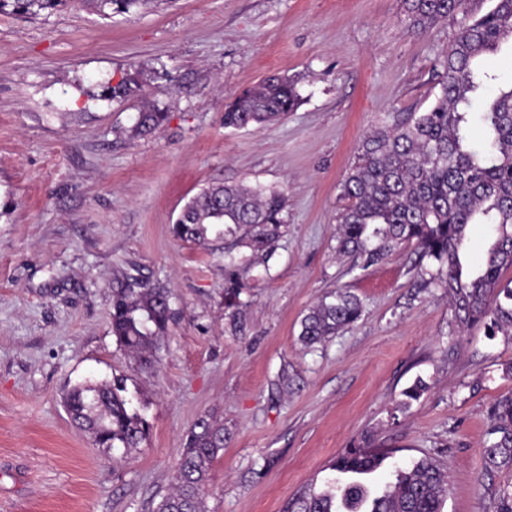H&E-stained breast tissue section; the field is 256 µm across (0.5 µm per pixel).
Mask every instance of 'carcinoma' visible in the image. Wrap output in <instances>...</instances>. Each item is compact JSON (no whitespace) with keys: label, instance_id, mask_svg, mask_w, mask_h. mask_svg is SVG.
<instances>
[{"label":"carcinoma","instance_id":"1","mask_svg":"<svg viewBox=\"0 0 512 512\" xmlns=\"http://www.w3.org/2000/svg\"><path fill=\"white\" fill-rule=\"evenodd\" d=\"M103 13L127 12L141 0H82ZM69 0H0V13L37 15ZM464 0H403L411 29L422 33L456 15ZM512 42V0H495L488 12L464 23L441 62L440 93L424 112H409L392 127L372 131L341 183L348 204L338 214L337 252L363 268L374 266L403 244L418 246L424 285L448 290L457 321L483 325L512 336V288L500 287L512 268V81L488 94L498 81L485 66L503 44ZM295 82L273 72L236 96L224 109V127L266 128L298 106ZM165 113H138L134 131L146 133ZM480 130L481 146L471 141ZM282 193L243 183L203 188L184 205L174 235L211 249L226 237L248 247L262 261L285 227ZM489 224L494 237L479 267L464 258L470 226ZM437 263L431 270L424 261ZM244 283L235 257L224 255V304L241 306ZM169 289L127 275L112 286V336L138 361L152 362L172 316ZM360 299L344 289L325 295L300 321L298 339L311 347L356 323ZM418 378L402 395L407 408L426 391ZM77 427L99 448L139 447L148 424L132 407L121 379L84 382L64 395ZM494 440L484 449L488 467L512 470V395L493 407ZM224 424L203 418L189 432L174 484L153 512H206L204 488L215 460L223 454ZM389 458L365 444L344 449L331 468L327 490L299 495L289 512H444L448 475L438 461L422 458L397 466L379 489L365 482Z\"/></svg>","mask_w":512,"mask_h":512}]
</instances>
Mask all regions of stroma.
Returning <instances> with one entry per match:
<instances>
[{
  "label": "stroma",
  "mask_w": 512,
  "mask_h": 512,
  "mask_svg": "<svg viewBox=\"0 0 512 512\" xmlns=\"http://www.w3.org/2000/svg\"><path fill=\"white\" fill-rule=\"evenodd\" d=\"M411 32L403 0H144L101 15L72 0L0 14V512H151L202 417L227 444L207 512H288L369 438L391 462L449 476L445 512H491L512 470L487 472L492 410L512 393V340L459 325L442 288L418 287L417 247L361 269L336 252L341 181L371 130L424 111L466 18ZM298 107L264 129L224 126L226 105L270 72ZM132 80L125 96L110 89ZM166 115L131 131L139 112ZM274 188L285 227L268 263L236 248L244 307L224 306V257L177 239L185 202L211 184ZM173 294L155 361L112 335V281ZM345 288L360 319L306 349L300 320ZM300 389L280 387L282 372ZM123 379L148 423L128 452L96 447L63 397ZM428 390L400 408L415 379Z\"/></svg>",
  "instance_id": "1"
}]
</instances>
